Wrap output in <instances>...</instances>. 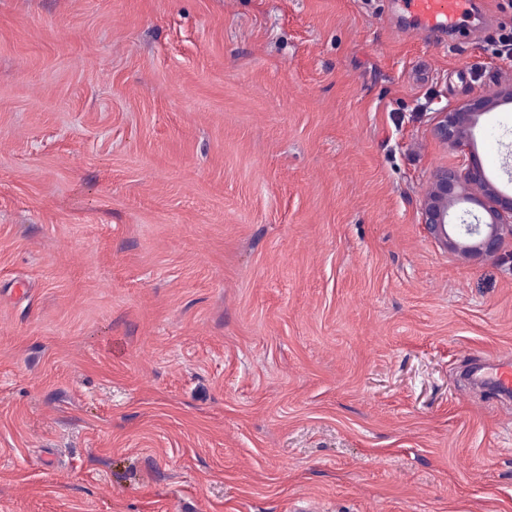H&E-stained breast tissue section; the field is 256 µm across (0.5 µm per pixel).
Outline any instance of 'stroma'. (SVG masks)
Returning <instances> with one entry per match:
<instances>
[{"label": "stroma", "instance_id": "obj_1", "mask_svg": "<svg viewBox=\"0 0 512 512\" xmlns=\"http://www.w3.org/2000/svg\"><path fill=\"white\" fill-rule=\"evenodd\" d=\"M0 0V512H512V239L419 222L512 0ZM471 149L512 191V104ZM471 0H404L407 14L414 17L427 33L457 32L460 17L471 10ZM481 384L496 387L501 393L512 394V362L489 358L481 361L473 373L469 374Z\"/></svg>", "mask_w": 512, "mask_h": 512}]
</instances>
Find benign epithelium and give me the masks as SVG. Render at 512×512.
Instances as JSON below:
<instances>
[{"instance_id": "benign-epithelium-1", "label": "benign epithelium", "mask_w": 512, "mask_h": 512, "mask_svg": "<svg viewBox=\"0 0 512 512\" xmlns=\"http://www.w3.org/2000/svg\"><path fill=\"white\" fill-rule=\"evenodd\" d=\"M511 103L512 83L497 86L489 95L446 105L436 111L434 134L441 142L463 150L470 146L472 127L478 116ZM460 198L482 207L489 222L461 224V236L456 239L448 232V206ZM420 223L433 239L460 257L493 258L503 240L512 238V193L501 191L471 155L460 170L436 172L420 208Z\"/></svg>"}]
</instances>
